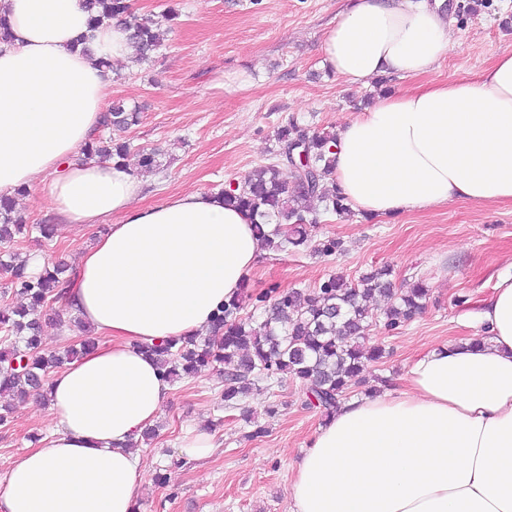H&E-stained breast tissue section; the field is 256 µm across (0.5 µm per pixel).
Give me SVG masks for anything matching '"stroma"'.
Listing matches in <instances>:
<instances>
[{
	"label": "stroma",
	"instance_id": "obj_1",
	"mask_svg": "<svg viewBox=\"0 0 512 512\" xmlns=\"http://www.w3.org/2000/svg\"><path fill=\"white\" fill-rule=\"evenodd\" d=\"M449 2L454 22L448 55L423 79L390 77L391 90L468 77L512 52V0ZM343 5L344 0H135L137 14L158 23L164 44L154 61L118 66L112 79L111 99L139 106L138 125H102L96 134L158 149L159 170L143 176V203L242 180L267 161L277 128L289 118L314 133L335 130L361 111L375 86L347 84L321 62L324 35ZM171 8L176 18L168 17ZM103 230L97 224L52 242L34 230L16 236L9 250L28 261L62 260L73 267ZM328 237L342 240L341 254L315 251ZM311 241L300 252H264L249 275L250 289L311 291L329 274L354 279L384 264L393 266L396 284L416 276L430 288L424 312L393 331L383 324L386 300L373 301L365 343L384 347L387 356L352 387L359 396L369 386L393 385L434 342L472 334L463 315L490 295L497 273L512 266V203L457 201L395 219L328 213L320 215ZM76 318L60 300H49L43 347L61 351L74 344L81 334ZM271 405L272 415L266 412ZM245 412L252 423L242 420ZM324 421L292 378L259 385L239 410L224 407L223 367L175 382L156 421L157 438L139 447L147 473L138 492L142 512H288L290 463ZM50 422L48 405L14 401L10 423L0 426V480L34 439L46 436ZM254 423L265 427L263 436L249 437ZM194 428L211 430L217 442L201 460L179 448L183 434ZM160 474L166 484L157 482Z\"/></svg>",
	"mask_w": 512,
	"mask_h": 512
}]
</instances>
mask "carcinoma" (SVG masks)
Wrapping results in <instances>:
<instances>
[{
    "label": "carcinoma",
    "instance_id": "obj_1",
    "mask_svg": "<svg viewBox=\"0 0 512 512\" xmlns=\"http://www.w3.org/2000/svg\"><path fill=\"white\" fill-rule=\"evenodd\" d=\"M85 2L97 26L114 19L124 21L134 49L133 63L152 59L162 46L153 22L132 15L126 0ZM139 118L137 107L116 100L102 124L129 128L137 125ZM333 141L335 133L310 135L292 120L278 128V149L267 164L251 171L236 189L221 190L224 203L247 212L264 248L287 252L308 247L309 228L318 223V213L311 207L314 200L323 203L327 213L340 217L351 214V206L336 188H327L333 169ZM290 151L305 152L307 168L291 169ZM82 152L88 159L116 158L136 170L158 167L156 151L133 153L124 142L92 139ZM27 229L25 218L15 211L12 200L0 197V246L9 245ZM0 268L10 273L11 283L19 285L27 299L20 307L0 309V333L25 343L23 350L0 347V397L32 396L45 401L49 373L92 347L84 339L58 352L41 347L40 312L49 299L67 287L68 266L58 263L37 276H29L26 261L10 253L8 260H0ZM428 295L425 281L417 277L407 281V287L395 290L391 270L385 266L361 274L354 282L341 274H331L310 293L276 286L254 296L240 293L224 302L208 336L166 341L147 349L171 382L206 365H224V403L229 409L237 408L256 384L289 375L300 381L305 395L329 417L348 398V390L357 384L358 375L368 364L383 358L381 348L364 343L373 319L367 300L376 296L390 299L383 321L391 331L421 313ZM248 300L263 311L264 319L257 326L241 315Z\"/></svg>",
    "mask_w": 512,
    "mask_h": 512
}]
</instances>
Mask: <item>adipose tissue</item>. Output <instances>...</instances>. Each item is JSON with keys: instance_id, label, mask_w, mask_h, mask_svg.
I'll return each mask as SVG.
<instances>
[{"instance_id": "adipose-tissue-1", "label": "adipose tissue", "mask_w": 512, "mask_h": 512, "mask_svg": "<svg viewBox=\"0 0 512 512\" xmlns=\"http://www.w3.org/2000/svg\"><path fill=\"white\" fill-rule=\"evenodd\" d=\"M445 0H345L321 45L344 82L419 77L447 56ZM0 195L41 191L61 229L107 225L65 304L98 342L49 379L50 437L0 481V512H140L132 444L171 395L143 345L205 333L263 246L217 192L138 205L143 180L80 150L128 62L122 25L83 0H0ZM93 37V54L77 47ZM331 175L355 208L395 218L455 201L512 203V52L475 76L382 95L336 130ZM475 336L412 359L400 387L343 401L293 462L289 512H512V272L466 315Z\"/></svg>"}]
</instances>
